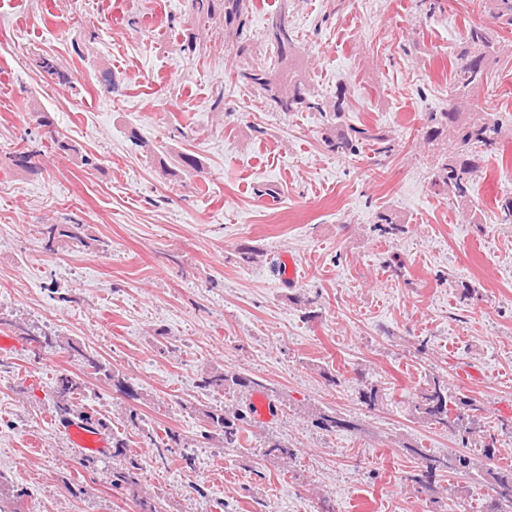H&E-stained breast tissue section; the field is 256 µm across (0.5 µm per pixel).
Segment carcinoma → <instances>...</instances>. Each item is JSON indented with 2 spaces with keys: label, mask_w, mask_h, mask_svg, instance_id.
Wrapping results in <instances>:
<instances>
[{
  "label": "carcinoma",
  "mask_w": 512,
  "mask_h": 512,
  "mask_svg": "<svg viewBox=\"0 0 512 512\" xmlns=\"http://www.w3.org/2000/svg\"><path fill=\"white\" fill-rule=\"evenodd\" d=\"M493 17L501 29L512 28V0H488ZM191 8L196 18L206 22H214L221 26L224 35L229 38L241 37L246 18L250 10L256 8L255 0H191ZM265 42L270 46L269 60L263 64L248 67L234 66V72L242 84L267 93L282 112H331L336 119H341L345 112L346 92L339 90L333 100L320 99L310 91L306 79L299 73L288 74L287 78L276 77L278 66L288 60V49L294 44V33L288 22V12L280 8L271 15L265 33ZM501 41L492 32L471 26L465 31L460 51L449 59V89L455 99L445 112L428 113L425 122L424 139L426 143L436 147L434 179L432 184L437 191L448 195L459 206L464 207L470 202L473 181L480 168V163L488 155L497 152L500 143L502 126L495 119L474 118L464 116L461 101L467 100L480 91L488 82L489 65L502 51ZM39 67L50 77L62 81L68 77L61 71L54 57L44 55L40 58ZM37 122L47 128L51 142L58 149L77 152L75 146L62 139L55 130L51 118L37 113ZM366 142L376 146V153L386 154L392 151L388 137L374 133L367 128L339 129L336 134L324 138L329 151L338 155H355L360 152ZM376 224L382 235H395L402 232V227L387 211L376 216ZM84 225L82 224H48L44 227V249L49 254L57 251L56 245L60 238L71 241H83ZM17 330L31 337L44 348L59 347L74 352L80 357L82 367H90L94 372H104L106 379L115 387L126 384V380L105 370L96 356L80 349L70 340H62L61 336L46 331L33 333L20 324ZM249 389L259 386L258 381L240 374H228L216 371L200 380L198 388L204 391L225 389L229 386ZM84 389L83 379L77 375H60L49 393V401L56 417L66 422L75 414L85 420L92 416L81 410L75 401ZM361 402L370 410L376 409L382 399L381 389L375 385H367L361 389ZM473 400L458 393L451 392L440 377H432L420 395L411 402V414L431 425H436L454 435L470 434L476 430L477 419ZM252 409L238 403L215 408L206 413L208 422L220 429L221 439L226 448H240L246 432L245 425L251 421ZM315 426L320 430L333 433L335 428L342 426L333 411H321L316 415ZM151 444L157 448L160 459L165 453L173 452L185 445V438L176 430L168 429L162 437L147 434ZM406 451L420 460L421 470L408 476L416 484H426L432 488V479L448 472H466L476 469L484 476L491 494L484 512H512V464L500 465L497 448L494 444L482 446L481 455L467 457L452 453L431 455L425 448L408 447ZM264 455L282 460H290L295 450L280 440L265 446ZM112 457L126 458L128 462L112 468L109 483L115 488L132 487L139 479L138 463L127 458V443L117 440L112 443Z\"/></svg>",
  "instance_id": "obj_1"
}]
</instances>
